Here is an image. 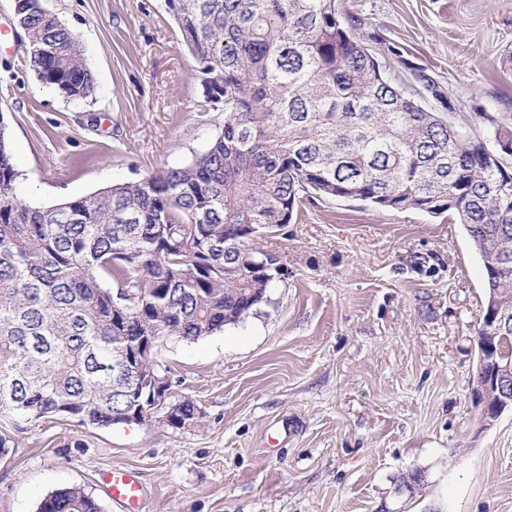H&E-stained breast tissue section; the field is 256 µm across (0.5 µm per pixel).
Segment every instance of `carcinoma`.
I'll return each instance as SVG.
<instances>
[{"mask_svg": "<svg viewBox=\"0 0 512 512\" xmlns=\"http://www.w3.org/2000/svg\"><path fill=\"white\" fill-rule=\"evenodd\" d=\"M224 130L192 162L52 207L16 195L0 130V418L68 415L97 428L149 403L112 372L127 342L158 337L143 375L166 377L168 343L248 318L281 274L252 248L306 200L448 213L512 320V164L423 107L354 37L336 0H165ZM26 63L73 101L95 78L43 0H15ZM269 267L262 268L263 264ZM159 412L167 408L149 404ZM37 512H103L82 486Z\"/></svg>", "mask_w": 512, "mask_h": 512, "instance_id": "cac0c4a2", "label": "carcinoma"}]
</instances>
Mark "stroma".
Listing matches in <instances>:
<instances>
[{"instance_id":"stroma-1","label":"stroma","mask_w":512,"mask_h":512,"mask_svg":"<svg viewBox=\"0 0 512 512\" xmlns=\"http://www.w3.org/2000/svg\"><path fill=\"white\" fill-rule=\"evenodd\" d=\"M337 3L406 93L423 70L452 124L490 146L512 125V0ZM45 5L83 44L96 88L72 101L39 82L0 0V121L20 198L50 207L184 166L222 133L163 0ZM253 243L284 271L266 302L159 353L173 400L201 418L180 430L0 419V512H36L71 485L124 512L103 480L113 469L138 475L140 512H512V412L485 429L471 399L484 268L464 226L325 199Z\"/></svg>"}]
</instances>
